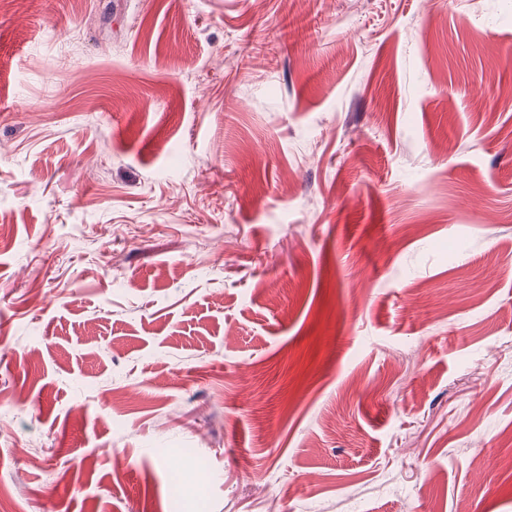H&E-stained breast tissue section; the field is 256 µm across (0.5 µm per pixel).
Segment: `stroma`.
Returning a JSON list of instances; mask_svg holds the SVG:
<instances>
[{
  "label": "stroma",
  "instance_id": "obj_1",
  "mask_svg": "<svg viewBox=\"0 0 512 512\" xmlns=\"http://www.w3.org/2000/svg\"><path fill=\"white\" fill-rule=\"evenodd\" d=\"M0 216L9 512H512V0H0Z\"/></svg>",
  "mask_w": 512,
  "mask_h": 512
}]
</instances>
